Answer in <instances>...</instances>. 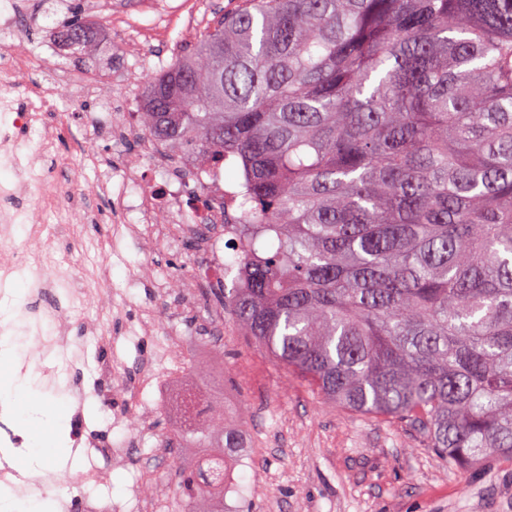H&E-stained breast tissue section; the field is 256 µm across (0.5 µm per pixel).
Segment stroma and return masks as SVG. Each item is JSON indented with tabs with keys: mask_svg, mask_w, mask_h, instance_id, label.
Listing matches in <instances>:
<instances>
[{
	"mask_svg": "<svg viewBox=\"0 0 512 512\" xmlns=\"http://www.w3.org/2000/svg\"><path fill=\"white\" fill-rule=\"evenodd\" d=\"M12 28L0 26V45L51 57L57 71L83 66L53 41L57 21L79 18L104 28L112 54L103 60L97 92L71 101L66 125L57 129L62 180L88 193L97 177L85 166L95 151L109 156V176L139 145L117 146L95 133L82 142L68 134L117 97L140 102L144 81H119L138 73L144 56L169 65L181 44L232 10L238 0H23ZM129 215L127 224L137 223ZM127 224H51L44 236L71 273L72 291L92 296L84 310L61 302L64 332L57 347L69 349L68 381L47 364L24 358L30 389L41 408L56 411L71 399L85 401L78 441L82 457L64 504L86 494L111 500L112 512H168L176 475L172 449L161 447L170 424L164 390L188 378L208 383L223 375L236 399L235 417L251 445L232 458V512H512V459L461 469L426 448L416 427L376 419L329 403L297 373L254 341L229 328L220 344L207 342L208 314L196 301L195 247L159 248ZM108 267L112 295L98 293ZM39 482L0 466V483L19 499L56 483L57 461L37 459Z\"/></svg>",
	"mask_w": 512,
	"mask_h": 512,
	"instance_id": "stroma-1",
	"label": "stroma"
}]
</instances>
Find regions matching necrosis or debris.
I'll return each instance as SVG.
<instances>
[{"instance_id": "1", "label": "necrosis or debris", "mask_w": 512, "mask_h": 512, "mask_svg": "<svg viewBox=\"0 0 512 512\" xmlns=\"http://www.w3.org/2000/svg\"><path fill=\"white\" fill-rule=\"evenodd\" d=\"M49 59L39 62L21 54L0 53V165L11 168L15 179L0 181V288L25 276L31 296L67 286L70 274L57 264L48 243L39 239L51 212L63 224L74 223L82 207L68 183L55 180L52 168L60 167L54 135L41 131L47 116L59 114V102L71 95L76 82L71 74L49 76ZM92 127L114 139L142 137L136 105L114 101ZM36 132L27 149H20L15 134ZM98 192L113 197V215L123 218L136 212L143 230L165 245L190 239L205 269L230 276L224 262L225 245L235 240L234 216L224 208L226 187L222 173L204 169L194 156L170 160L161 143L144 139L143 158L127 165L118 185L99 183ZM26 229L38 247L24 251L14 245L15 234Z\"/></svg>"}]
</instances>
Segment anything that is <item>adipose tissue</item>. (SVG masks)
Segmentation results:
<instances>
[{"instance_id":"ef3b65f1","label":"adipose tissue","mask_w":512,"mask_h":512,"mask_svg":"<svg viewBox=\"0 0 512 512\" xmlns=\"http://www.w3.org/2000/svg\"><path fill=\"white\" fill-rule=\"evenodd\" d=\"M61 420V415L57 413L33 416L26 424L25 446L5 449V457L13 459L18 470L28 477L36 476L33 460L41 453H52L59 462H67L73 450L58 443Z\"/></svg>"}]
</instances>
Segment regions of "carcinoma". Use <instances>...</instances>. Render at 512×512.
Masks as SVG:
<instances>
[{
	"instance_id": "carcinoma-1",
	"label": "carcinoma",
	"mask_w": 512,
	"mask_h": 512,
	"mask_svg": "<svg viewBox=\"0 0 512 512\" xmlns=\"http://www.w3.org/2000/svg\"><path fill=\"white\" fill-rule=\"evenodd\" d=\"M54 41L94 64L106 33ZM145 134L232 172L209 303L334 403L460 467L512 457V0H242L147 81ZM270 249L259 253L257 243ZM224 404L211 390L189 394ZM176 512L242 447L167 402Z\"/></svg>"
}]
</instances>
